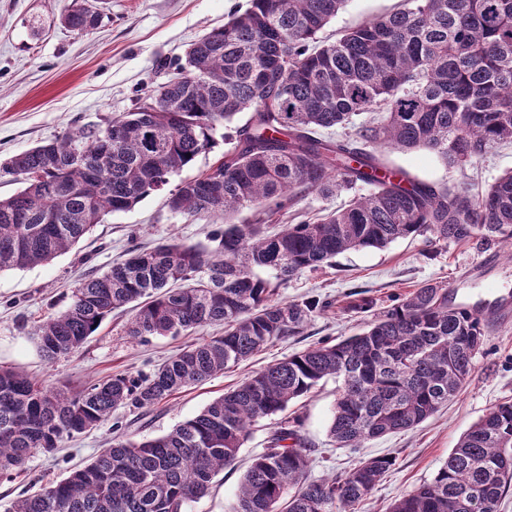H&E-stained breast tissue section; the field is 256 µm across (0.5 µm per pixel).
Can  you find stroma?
I'll use <instances>...</instances> for the list:
<instances>
[{
    "mask_svg": "<svg viewBox=\"0 0 512 512\" xmlns=\"http://www.w3.org/2000/svg\"><path fill=\"white\" fill-rule=\"evenodd\" d=\"M74 0H0V160L64 136L70 129L106 127L133 111L145 93L169 77L193 42L223 26L248 0H105L98 27L80 34L61 22ZM403 0H348L320 32L335 40L344 30L400 9ZM385 164L429 183L448 182L484 192L512 170V144L472 163L449 167L424 151H383ZM167 192L142 199L134 208L107 215L92 233L53 260L25 270L0 272V366L19 367L53 384H79L117 373L147 374L186 346L219 334L216 326L177 337L138 343L126 334L129 311L107 318L76 354L46 362L30 331L38 320L63 311L71 291L89 271H107L128 250L151 248L170 238L194 244L224 217H190L172 212ZM433 284L477 299L487 289L512 293V242L475 235L464 242L426 234L382 249L350 250L331 263L307 270L279 288L284 301L319 300L300 334L268 345L223 375L185 388L150 409H122L97 429L75 435L52 457L31 458L14 480L0 478V512L34 484H44L88 462L109 446L114 434L139 439L169 431L194 417L215 398L255 372L323 342L336 343L360 330L359 304L382 311L413 289ZM485 343L476 353L463 392L414 429L368 440L362 448L336 447L329 436L338 384L327 379L289 406L303 418L300 434L311 461L310 479L338 476L358 460L387 455L393 464L358 512L383 507L433 478L459 437L495 404L512 401V312L487 319ZM275 418L256 422L235 467L214 480L210 492L186 512H229L253 455L265 448Z\"/></svg>",
    "mask_w": 512,
    "mask_h": 512,
    "instance_id": "35a3bbf8",
    "label": "stroma"
}]
</instances>
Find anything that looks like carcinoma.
Wrapping results in <instances>:
<instances>
[{
	"label": "carcinoma",
	"mask_w": 512,
	"mask_h": 512,
	"mask_svg": "<svg viewBox=\"0 0 512 512\" xmlns=\"http://www.w3.org/2000/svg\"><path fill=\"white\" fill-rule=\"evenodd\" d=\"M347 0H249L188 48L185 63L140 105L106 128L79 129L0 163L21 181L0 198V271L46 263L105 216L131 209L213 147L221 122L241 112L233 146L181 182L176 213L224 212L208 244H160L72 291L69 306L32 329L50 363L77 352L112 311L130 307L127 335L179 336L216 325L220 336L184 349L135 379L116 374L73 390L0 369V477L52 454L121 408L158 405L180 390L298 334L318 310L278 298L285 281L351 249L383 248L431 233L466 241L512 239V171L481 195L417 181L387 180L382 149L425 150L465 165L512 143V0H405L404 8L345 30L317 34ZM101 13L75 3L72 31L95 29ZM380 111L370 124L357 117ZM367 194L314 221L265 226L300 193ZM244 209L251 219L235 224ZM272 270L275 280L259 272ZM485 340L480 318L426 284L373 315L360 332L273 363L224 392L196 416L142 441L126 439L57 481L23 493L8 512H184L234 465L256 421L334 377L340 382L329 435L339 448L413 429L457 398ZM301 419L286 418L254 456L230 512H353L392 465L358 462L343 477L310 480ZM512 488V401L492 407L459 438L434 477L387 512H496Z\"/></svg>",
	"instance_id": "obj_1"
}]
</instances>
